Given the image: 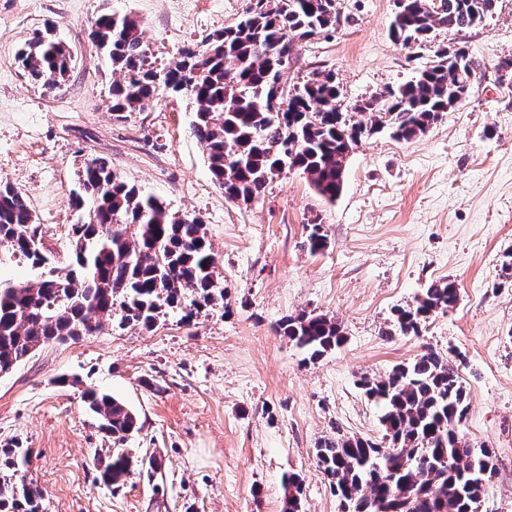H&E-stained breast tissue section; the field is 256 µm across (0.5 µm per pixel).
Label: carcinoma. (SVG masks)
Returning a JSON list of instances; mask_svg holds the SVG:
<instances>
[{
    "mask_svg": "<svg viewBox=\"0 0 512 512\" xmlns=\"http://www.w3.org/2000/svg\"><path fill=\"white\" fill-rule=\"evenodd\" d=\"M335 0H249L235 24L209 34L200 47L188 45L177 61L157 65L147 53L138 20L102 14L91 39L118 78L112 81L117 120L140 112L161 94H182L197 104L191 133L203 148L212 179L243 203L259 197L285 170L310 178L317 193L336 201L344 184L347 156L365 137L384 129L410 140L425 133L449 105L476 88L482 64L442 46L416 76L357 106L365 119L350 122L341 111L340 90L330 72H319L290 92L281 86L292 38L310 39L338 22ZM392 31L404 47L426 44L439 28L461 31L493 16L498 0H447L432 15L427 0H401ZM48 24L20 49L17 60L28 79L51 89L65 81L69 48ZM79 176L75 206L87 219L71 227L74 250L60 269L47 253L30 247L41 237L26 195L0 186V246L44 269L37 281L0 283V371L12 370L34 350L77 340L102 329L120 311L119 326L149 328L164 308H179L191 320L224 296L217 287V260L197 218L172 212L145 197L112 172L109 160L91 156ZM307 245L327 247L322 225H307ZM458 302L455 280L431 283L413 303L394 310L393 328L418 336L422 324ZM277 332L320 358L344 339L341 325L325 314L300 313L279 320ZM364 394L384 406L385 442L341 429L316 445L318 470L349 512H477L485 481L496 473V453L471 445L459 431L468 403L459 365L426 347L384 376L361 378ZM87 408L115 439L139 430L135 414L118 399L92 388L82 392ZM30 464L20 443L0 448V512H41L40 488L20 472ZM133 461L116 453L102 464L103 482L120 487ZM283 512H302L303 479L288 475Z\"/></svg>",
    "mask_w": 512,
    "mask_h": 512,
    "instance_id": "obj_1",
    "label": "carcinoma"
}]
</instances>
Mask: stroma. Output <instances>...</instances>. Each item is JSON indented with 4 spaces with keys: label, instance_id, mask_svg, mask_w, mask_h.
I'll return each instance as SVG.
<instances>
[{
    "label": "stroma",
    "instance_id": "35a3bbf8",
    "mask_svg": "<svg viewBox=\"0 0 512 512\" xmlns=\"http://www.w3.org/2000/svg\"><path fill=\"white\" fill-rule=\"evenodd\" d=\"M246 0H0V185L24 192L58 267L83 220L72 192L84 158L112 170L172 211L199 217L218 261L223 300L184 321L167 310L149 329H102L50 343L0 378V446L32 451L27 476L42 512H282L283 479H304V512H341L315 462L319 439L343 430L382 435L381 404L361 377L388 373L423 345L459 359L469 408L461 430L494 448L497 471L478 512H512V84L495 66L512 58V0L465 29L436 30L409 48L389 35L395 0H342L343 21L294 39L286 90L332 72L341 103L360 121L361 101L409 79L439 46L463 47L485 69L474 92L423 135L382 132L348 157L336 201L307 175L284 171L256 200L229 201L190 133L196 110L166 95L125 120L112 117L111 67L92 44L103 13L137 19L154 60L175 61L236 22ZM72 56L67 80L48 91L16 62L46 21ZM328 246L311 253L307 224ZM452 277L459 301L430 316L420 336L391 334L395 308ZM315 312L343 329L341 346L310 359L277 333L287 315ZM92 386L133 410L137 433L116 440L84 407ZM157 458L154 479L132 471L112 488L98 468L116 451Z\"/></svg>",
    "mask_w": 512,
    "mask_h": 512
}]
</instances>
